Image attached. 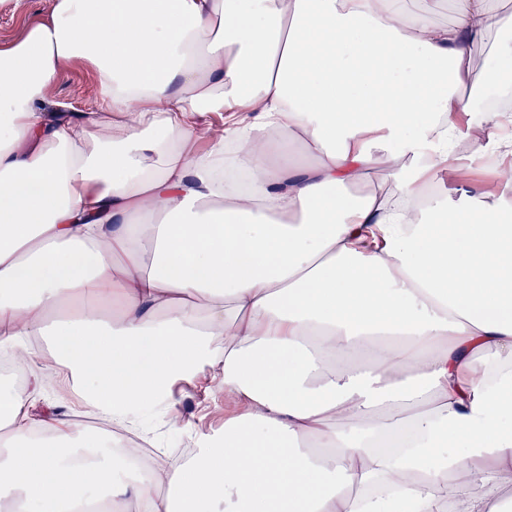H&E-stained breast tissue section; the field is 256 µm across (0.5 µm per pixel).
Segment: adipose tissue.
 <instances>
[{"mask_svg": "<svg viewBox=\"0 0 512 512\" xmlns=\"http://www.w3.org/2000/svg\"><path fill=\"white\" fill-rule=\"evenodd\" d=\"M418 2L57 0L0 46V352L41 340L118 424L216 367L230 409L131 474L30 415L35 360L0 384V512H512V115L460 91L497 9ZM76 61L96 111L45 109ZM456 140L496 206L418 208Z\"/></svg>", "mask_w": 512, "mask_h": 512, "instance_id": "obj_1", "label": "adipose tissue"}]
</instances>
